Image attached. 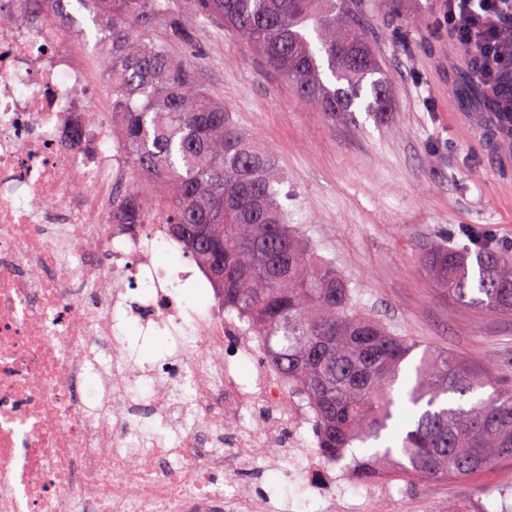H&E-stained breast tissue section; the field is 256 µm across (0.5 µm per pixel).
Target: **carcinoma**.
Instances as JSON below:
<instances>
[{
	"label": "carcinoma",
	"instance_id": "obj_1",
	"mask_svg": "<svg viewBox=\"0 0 512 512\" xmlns=\"http://www.w3.org/2000/svg\"><path fill=\"white\" fill-rule=\"evenodd\" d=\"M65 13V0H24ZM97 24L112 140L129 184L113 219L156 216L224 297V312L264 338L266 362L314 413L319 447L336 459L372 454L363 478L429 483L512 460V388L456 354L428 348L405 400L395 397L417 344L352 308L336 267L286 224L274 157L239 128L175 49L212 25L250 41L265 66L334 118L386 112L394 89L365 32L369 0H78ZM492 111L512 120V84L490 80ZM421 259L457 304L512 315V255L431 240ZM489 387L485 398L470 394Z\"/></svg>",
	"mask_w": 512,
	"mask_h": 512
}]
</instances>
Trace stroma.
I'll return each instance as SVG.
<instances>
[{"label": "stroma", "mask_w": 512, "mask_h": 512, "mask_svg": "<svg viewBox=\"0 0 512 512\" xmlns=\"http://www.w3.org/2000/svg\"><path fill=\"white\" fill-rule=\"evenodd\" d=\"M396 12L372 0L368 36L394 87L389 111L329 118L267 71L252 45L219 27L202 35L197 71L238 126L276 158L284 205L316 255L349 282L352 303L397 336L454 352L473 370L512 383V316L449 301L420 258L438 238L467 245V230L512 250V158L495 150L481 111L457 82L467 52L438 18L444 0ZM396 500L370 512H440L448 502L485 512L512 506V462L425 487L393 483Z\"/></svg>", "instance_id": "1"}]
</instances>
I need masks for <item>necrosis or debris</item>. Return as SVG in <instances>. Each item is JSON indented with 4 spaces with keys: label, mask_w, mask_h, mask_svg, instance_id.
Returning a JSON list of instances; mask_svg holds the SVG:
<instances>
[{
    "label": "necrosis or debris",
    "mask_w": 512,
    "mask_h": 512,
    "mask_svg": "<svg viewBox=\"0 0 512 512\" xmlns=\"http://www.w3.org/2000/svg\"><path fill=\"white\" fill-rule=\"evenodd\" d=\"M0 14V512H273L267 493L229 495L220 478L283 464L323 512L391 497L309 437L275 368L243 378L259 336L225 314L162 221L107 223L127 171L111 114L90 111L97 73L69 52L73 26L21 0ZM128 325L173 338L162 365L130 369ZM186 379L187 413L171 396ZM142 406L170 431L145 448Z\"/></svg>",
    "instance_id": "necrosis-or-debris-1"
}]
</instances>
